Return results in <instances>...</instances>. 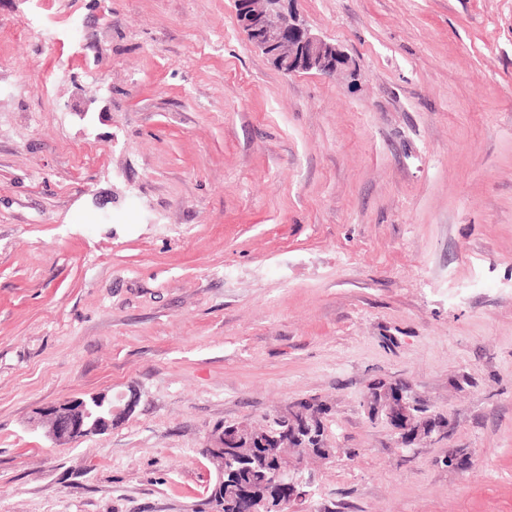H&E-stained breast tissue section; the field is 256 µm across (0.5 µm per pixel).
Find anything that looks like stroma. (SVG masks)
Wrapping results in <instances>:
<instances>
[{
	"label": "stroma",
	"instance_id": "1",
	"mask_svg": "<svg viewBox=\"0 0 512 512\" xmlns=\"http://www.w3.org/2000/svg\"><path fill=\"white\" fill-rule=\"evenodd\" d=\"M297 7L355 78L233 0H0V512H198L211 431L310 398L307 512H512V0ZM380 377L448 434L371 420ZM295 0H234L238 25L248 40L284 74L315 72L348 75L351 57L313 33L294 7ZM107 403L106 415L93 416L88 406L95 400ZM112 401V396L97 394L84 397H75L63 402L49 405L37 414L39 420H47L50 424L49 436L58 445L71 444L91 435L105 433L112 428L114 416L129 413L137 402L136 394L124 403Z\"/></svg>",
	"mask_w": 512,
	"mask_h": 512
}]
</instances>
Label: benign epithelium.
Masks as SVG:
<instances>
[{"instance_id": "1", "label": "benign epithelium", "mask_w": 512, "mask_h": 512, "mask_svg": "<svg viewBox=\"0 0 512 512\" xmlns=\"http://www.w3.org/2000/svg\"><path fill=\"white\" fill-rule=\"evenodd\" d=\"M295 0H234L238 25L248 40L261 51L271 64L284 74L316 72L321 75H348L353 71L351 57L338 45L313 33L294 7ZM102 400L108 409L104 415H93L89 405ZM137 402L136 395L123 404L112 401L106 394L90 398L75 397L49 405L38 412L39 419L49 422V436L58 444H71L91 435L102 434L112 428L113 417L128 413ZM388 420L395 424L399 434L407 433L412 424L413 403L407 391L400 389L385 399ZM319 418L311 416L295 401L288 404L274 418L275 427L265 437H252L248 446L270 441L287 448L299 432L316 425ZM241 433L235 427L214 431L206 456L213 461L231 458L240 453ZM294 468L288 474V500L277 507L279 512H297L298 503L307 497L308 482L302 471L310 462L308 450L293 448ZM270 500L263 487L248 491L245 512H270Z\"/></svg>"}]
</instances>
